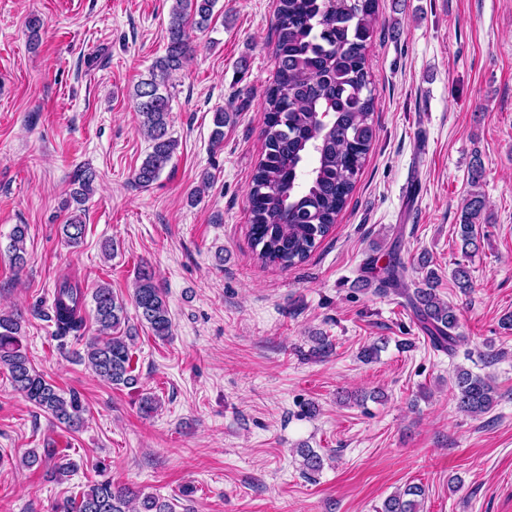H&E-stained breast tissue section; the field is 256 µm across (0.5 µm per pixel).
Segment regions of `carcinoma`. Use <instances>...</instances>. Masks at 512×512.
Listing matches in <instances>:
<instances>
[{
  "label": "carcinoma",
  "instance_id": "cac0c4a2",
  "mask_svg": "<svg viewBox=\"0 0 512 512\" xmlns=\"http://www.w3.org/2000/svg\"><path fill=\"white\" fill-rule=\"evenodd\" d=\"M218 0H173L167 28L165 55L155 60L150 78L134 90L136 112L150 151L135 172L134 181L148 187L172 159L177 140L170 132V75L183 68L192 51L190 31H204L215 19ZM377 21V0H277L275 10L276 72L265 91L266 123L264 150L251 176L249 193V238L257 260L263 265L294 267L305 263L318 243L332 230L345 207L356 179L376 137L372 123L374 89L366 49ZM328 112L331 120L320 121ZM231 113L214 112L212 141L224 142V126ZM96 171L84 167L75 182L76 203L90 191ZM482 196L472 192L460 211L457 236L462 257L478 250L479 224L485 219ZM81 214L70 213L62 234L76 246L85 234ZM26 226L11 235L10 253L18 267L26 263ZM455 286L464 294L473 281L468 265L458 261L452 272ZM382 283L406 299L413 316L427 335L430 346L453 354L461 341L459 314L437 293L438 278L430 270L415 288L405 283V268L394 261L383 268ZM96 335L85 341L81 360L101 380L119 388H134L139 382L132 368L131 348L135 336L129 325L126 302L107 284L92 292ZM132 302L141 323L161 340L171 332L172 320L166 295L152 272L143 268L136 276ZM51 321L56 336L81 337L86 328L85 294L76 281L57 283ZM21 317L0 314V366L8 369L12 386L58 423L75 429L85 406L78 392H61L33 367L20 336ZM309 356L332 354L328 336L312 337ZM456 408L471 416L487 413L498 402L494 381L459 367L452 384ZM302 458V476L309 479L322 470L324 459L309 445L296 448ZM48 461L46 477L58 481L70 473L71 462L55 441L49 439L43 456L32 454L27 467ZM425 489L409 484L383 502L381 512H423ZM61 512H173V505L158 496L143 494L111 480L96 481L78 500Z\"/></svg>",
  "mask_w": 512,
  "mask_h": 512
}]
</instances>
